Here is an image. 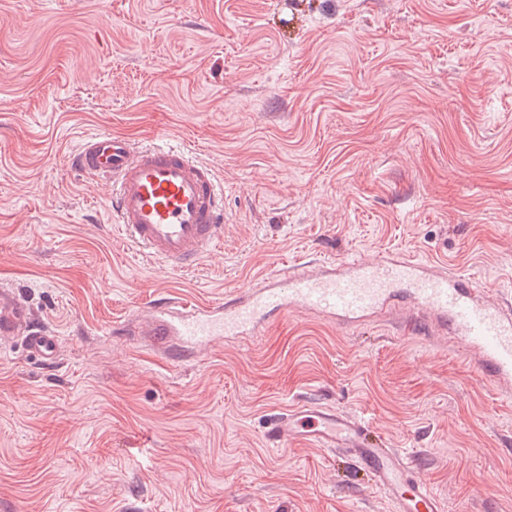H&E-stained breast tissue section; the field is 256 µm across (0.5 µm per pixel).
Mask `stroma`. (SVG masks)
<instances>
[{"mask_svg": "<svg viewBox=\"0 0 512 512\" xmlns=\"http://www.w3.org/2000/svg\"><path fill=\"white\" fill-rule=\"evenodd\" d=\"M176 142L224 187L190 272L113 231L69 156ZM400 252L512 301V0H0V282L61 359L0 350V512H392L351 459L270 417L367 421L447 512H512V401L443 339L307 312L186 365L112 327L322 258Z\"/></svg>", "mask_w": 512, "mask_h": 512, "instance_id": "obj_1", "label": "stroma"}]
</instances>
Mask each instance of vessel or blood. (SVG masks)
I'll return each instance as SVG.
<instances>
[{
	"label": "vessel or blood",
	"instance_id": "1",
	"mask_svg": "<svg viewBox=\"0 0 512 512\" xmlns=\"http://www.w3.org/2000/svg\"><path fill=\"white\" fill-rule=\"evenodd\" d=\"M78 172L111 182L115 229L123 241L169 270H188L224 242V192L211 166L176 147L142 146L101 133L70 157ZM299 310L358 328L372 317L398 318L401 327L450 336L493 389L512 393V302L473 285L447 265L388 252L370 261L291 264L217 303L162 297L115 333L144 337L171 361L194 360L230 336H255L275 313ZM22 344L38 361L60 356L57 336L40 326L14 289L0 284V348ZM336 449L391 502L393 512H446L419 470L363 421L342 409L304 402L272 416L267 441L287 446L295 436Z\"/></svg>",
	"mask_w": 512,
	"mask_h": 512
}]
</instances>
